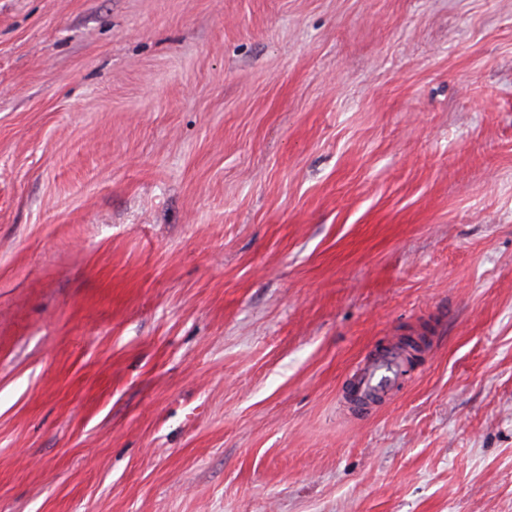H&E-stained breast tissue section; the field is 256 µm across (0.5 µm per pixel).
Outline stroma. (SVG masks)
<instances>
[{
	"mask_svg": "<svg viewBox=\"0 0 512 512\" xmlns=\"http://www.w3.org/2000/svg\"><path fill=\"white\" fill-rule=\"evenodd\" d=\"M0 512H512V0H0ZM406 372V352L397 343H389L367 357L351 375L350 393L355 401L372 402L376 395L390 394Z\"/></svg>",
	"mask_w": 512,
	"mask_h": 512,
	"instance_id": "35a3bbf8",
	"label": "stroma"
}]
</instances>
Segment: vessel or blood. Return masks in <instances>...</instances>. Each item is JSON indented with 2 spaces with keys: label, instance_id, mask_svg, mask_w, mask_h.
<instances>
[{
  "label": "vessel or blood",
  "instance_id": "obj_1",
  "mask_svg": "<svg viewBox=\"0 0 512 512\" xmlns=\"http://www.w3.org/2000/svg\"><path fill=\"white\" fill-rule=\"evenodd\" d=\"M406 371V352L397 343L376 350L351 375L350 392L358 403L390 394Z\"/></svg>",
  "mask_w": 512,
  "mask_h": 512
}]
</instances>
